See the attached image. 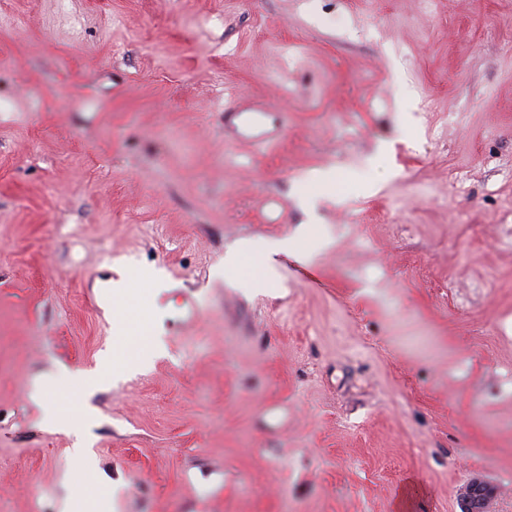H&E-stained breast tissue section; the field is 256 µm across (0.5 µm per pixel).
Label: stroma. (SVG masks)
<instances>
[{"instance_id":"stroma-1","label":"stroma","mask_w":512,"mask_h":512,"mask_svg":"<svg viewBox=\"0 0 512 512\" xmlns=\"http://www.w3.org/2000/svg\"><path fill=\"white\" fill-rule=\"evenodd\" d=\"M257 108L263 148L224 117ZM477 478L512 512V0H0V512H460ZM119 318L118 336H133L139 342L150 346L155 351L164 347L161 334L152 331L148 320L141 311L139 313L135 310L126 311L120 314ZM61 378L66 383L67 388L74 392L89 393L98 384V379L91 373L72 372L69 370H63L61 372Z\"/></svg>"}]
</instances>
